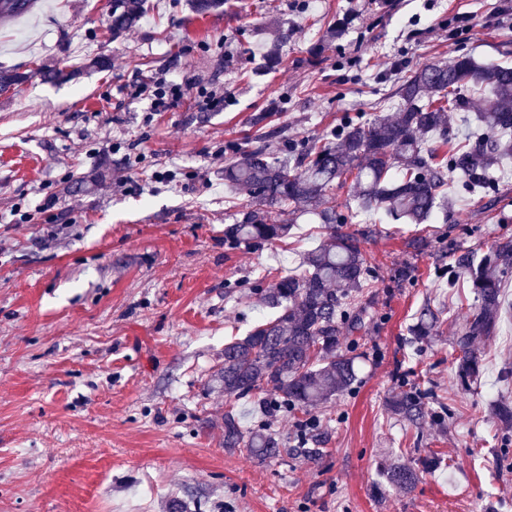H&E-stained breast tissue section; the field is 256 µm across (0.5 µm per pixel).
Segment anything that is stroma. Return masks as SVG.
Returning a JSON list of instances; mask_svg holds the SVG:
<instances>
[{"mask_svg": "<svg viewBox=\"0 0 512 512\" xmlns=\"http://www.w3.org/2000/svg\"><path fill=\"white\" fill-rule=\"evenodd\" d=\"M147 2L118 39L110 0H38L29 18L0 19V69L25 77L0 94V512H168L174 498L190 512H512V432L491 411L512 401V310L480 345L481 380L461 389L452 343L474 294L448 282L455 257L512 236V175L481 200L449 184L452 206L430 224L353 218L375 286L358 381L308 412L326 432L321 459L299 449L296 415L230 401L218 379L225 343L272 314L259 274L299 272L326 235L304 215L287 241L225 244V226L253 206L224 186L252 116L274 112L273 150L297 153L343 113L393 116L379 98L426 63L466 53L512 66V0H227L203 17L187 0ZM341 18L345 35L327 42ZM100 55L110 70L91 68ZM152 76L202 78L223 103L192 90L152 111L131 95ZM50 194L55 213L36 212ZM18 207L31 223H14ZM416 238L429 248L414 251ZM426 304L444 319L427 345L409 332ZM409 385L442 418L394 415ZM231 406L244 428L271 425L288 457L225 450ZM399 455L420 468L407 492L380 475Z\"/></svg>", "mask_w": 512, "mask_h": 512, "instance_id": "obj_1", "label": "stroma"}]
</instances>
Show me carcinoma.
<instances>
[{"mask_svg": "<svg viewBox=\"0 0 512 512\" xmlns=\"http://www.w3.org/2000/svg\"><path fill=\"white\" fill-rule=\"evenodd\" d=\"M145 2L112 0L107 18L112 38L139 24ZM35 4L0 0V14L15 18ZM224 4L192 0L190 8L204 16ZM24 81L22 74L0 70V94ZM393 96L398 99L393 120L363 113L344 116L322 141L297 155L270 152L267 141L278 130L262 131L247 150L225 163V186L249 190L255 208L224 227V240L248 246L283 241L298 213L317 215L327 239L304 255L302 274L262 275L261 280L270 278L272 284L259 302L276 310V316L224 344V395L262 404L274 413H293L331 401L355 381L354 357L343 333L365 327L362 301L371 270L359 241L347 230L351 215L336 209L337 180L352 178L362 212L383 210L395 221L429 224L448 207L450 177L487 195L494 190L491 171L512 160V66L480 64L469 55L449 64L427 63L404 77ZM452 112L463 113L473 135L467 144L441 154ZM272 213L281 216L279 223L269 222ZM509 272L512 237L501 239L479 259L460 255L448 267V280H466L477 299L456 340V375L463 386L481 377L475 342L495 333L503 310V277ZM438 323L439 312L426 307L412 333L430 336ZM394 408L418 425L436 418L427 393L416 387L404 391ZM320 429L314 418L301 422V444L319 442ZM224 447L244 448L260 461L288 453L287 442L267 425L247 431L232 410L224 413ZM387 479L400 489H412L418 474L405 463H394Z\"/></svg>", "mask_w": 512, "mask_h": 512, "instance_id": "carcinoma-1", "label": "carcinoma"}]
</instances>
